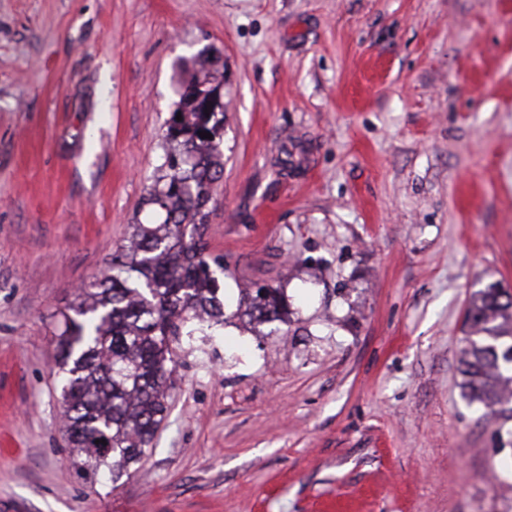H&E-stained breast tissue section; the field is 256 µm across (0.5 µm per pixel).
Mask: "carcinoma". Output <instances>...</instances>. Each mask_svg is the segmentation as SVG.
I'll return each instance as SVG.
<instances>
[{
  "mask_svg": "<svg viewBox=\"0 0 512 512\" xmlns=\"http://www.w3.org/2000/svg\"><path fill=\"white\" fill-rule=\"evenodd\" d=\"M200 70L180 96L182 120L167 127L163 162L143 204L163 216L131 225V246L118 252L62 313L57 368L62 373L68 443L88 475L117 483L141 461L165 417L175 340L190 320L222 325L224 293L207 254L204 229L212 189L223 172L224 119L194 103L198 86L221 88L219 57L198 54ZM208 132L212 138H203ZM241 302L249 321L288 323L280 289L263 287ZM469 328L461 388L501 424L512 421V294L488 287L466 310ZM111 448L104 451L98 441Z\"/></svg>",
  "mask_w": 512,
  "mask_h": 512,
  "instance_id": "cac0c4a2",
  "label": "carcinoma"
}]
</instances>
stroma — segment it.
<instances>
[{"instance_id":"stroma-1","label":"stroma","mask_w":512,"mask_h":512,"mask_svg":"<svg viewBox=\"0 0 512 512\" xmlns=\"http://www.w3.org/2000/svg\"><path fill=\"white\" fill-rule=\"evenodd\" d=\"M205 48L226 322L174 343L130 476L86 478L61 313L154 221ZM492 284L512 291V0H0V512H512V435L460 387ZM261 286L287 323L236 316Z\"/></svg>"}]
</instances>
